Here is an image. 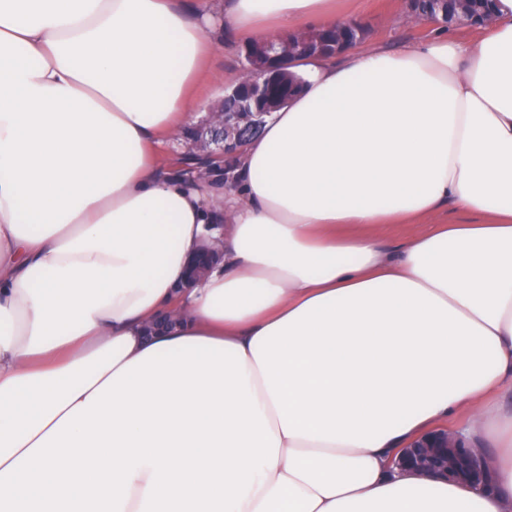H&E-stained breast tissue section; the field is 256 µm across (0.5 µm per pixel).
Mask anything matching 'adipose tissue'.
Returning a JSON list of instances; mask_svg holds the SVG:
<instances>
[{"label":"adipose tissue","instance_id":"adipose-tissue-1","mask_svg":"<svg viewBox=\"0 0 512 512\" xmlns=\"http://www.w3.org/2000/svg\"><path fill=\"white\" fill-rule=\"evenodd\" d=\"M494 10L479 36L301 59L223 187L157 149L226 33L358 10L0 0V512H512V0ZM388 224L419 230L390 249ZM205 241L222 262L180 289ZM445 425L490 487L392 467Z\"/></svg>","mask_w":512,"mask_h":512}]
</instances>
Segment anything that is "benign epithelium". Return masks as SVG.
<instances>
[{
    "mask_svg": "<svg viewBox=\"0 0 512 512\" xmlns=\"http://www.w3.org/2000/svg\"><path fill=\"white\" fill-rule=\"evenodd\" d=\"M476 4L478 0H448L447 16H428L420 22L434 26L450 23L480 26L492 22L489 10L478 9ZM316 36L315 30L289 34L284 37L288 41L284 52H269L260 58L245 54L242 77L236 85L224 89L222 107L210 113L205 127L186 145L188 158L199 160V166L194 168L198 177L221 175L224 171L221 164L236 158L249 139L259 132L264 118L288 102L291 95H273L269 88L288 81V68L293 59L301 50L311 47ZM220 260L218 252L208 247L200 250L189 261L186 285L202 280ZM394 464L432 477L462 480L478 486L483 485L487 477L483 455L462 436L451 437L446 429L406 448Z\"/></svg>",
    "mask_w": 512,
    "mask_h": 512,
    "instance_id": "1",
    "label": "benign epithelium"
}]
</instances>
